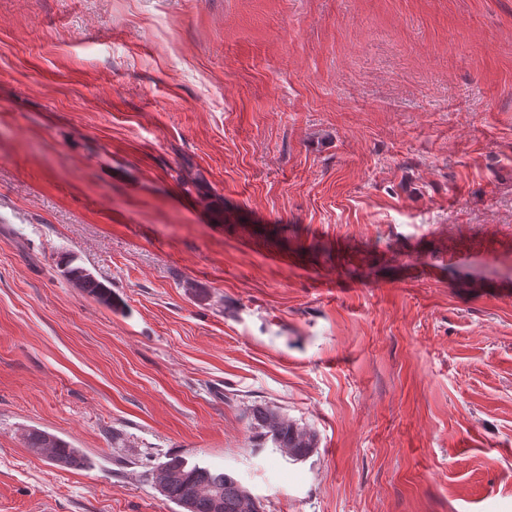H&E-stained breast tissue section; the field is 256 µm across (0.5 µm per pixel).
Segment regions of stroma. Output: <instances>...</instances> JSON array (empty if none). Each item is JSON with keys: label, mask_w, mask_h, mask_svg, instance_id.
<instances>
[{"label": "stroma", "mask_w": 512, "mask_h": 512, "mask_svg": "<svg viewBox=\"0 0 512 512\" xmlns=\"http://www.w3.org/2000/svg\"><path fill=\"white\" fill-rule=\"evenodd\" d=\"M173 456L512 512V0H0V512H179ZM65 276L77 287L93 296L98 302L112 307V289L99 281L94 275L81 265H73L71 260L65 262ZM249 424L261 436L269 435L276 448H283L293 458L306 457L315 448L313 434L300 430L268 406H252ZM27 447L44 456L59 468H68L82 463L83 457L79 448L45 430L31 429L26 433Z\"/></svg>", "instance_id": "obj_1"}]
</instances>
